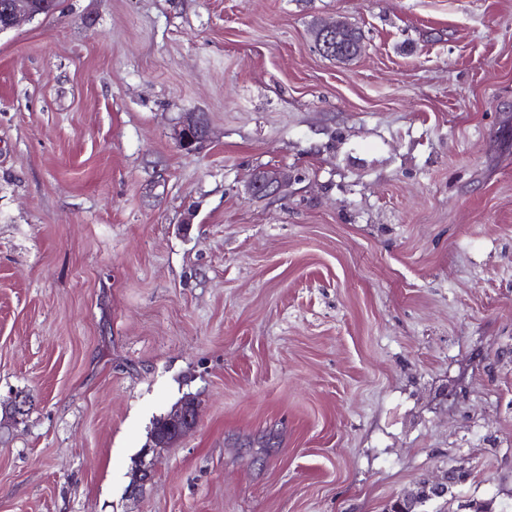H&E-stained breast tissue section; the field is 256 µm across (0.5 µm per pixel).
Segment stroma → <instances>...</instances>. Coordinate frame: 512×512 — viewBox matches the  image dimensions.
I'll use <instances>...</instances> for the list:
<instances>
[{
    "mask_svg": "<svg viewBox=\"0 0 512 512\" xmlns=\"http://www.w3.org/2000/svg\"><path fill=\"white\" fill-rule=\"evenodd\" d=\"M336 19L352 60L315 48ZM264 168L283 194L249 196ZM17 399L0 512H385L455 466L421 512H512V0H61L0 32ZM174 139L184 151L198 150L210 136V124L202 112H185L174 126ZM197 420V405L193 400L188 399L186 402L180 404L173 413L169 414L168 423L170 426V432H155L152 438V443H155V445L162 444L178 437L183 432L195 427ZM172 425L176 426V432L173 430ZM450 470L457 472L461 478H464V480L468 475L467 471L463 467H455ZM450 470H446L439 478L435 480L424 481L421 485L420 491L415 496L399 497V499L394 503L396 510L404 508L405 505H408L413 509L422 505L428 500L444 498L448 496V493L452 492L453 488L460 480L459 477H457V475L452 473Z\"/></svg>",
    "mask_w": 512,
    "mask_h": 512,
    "instance_id": "stroma-1",
    "label": "stroma"
}]
</instances>
